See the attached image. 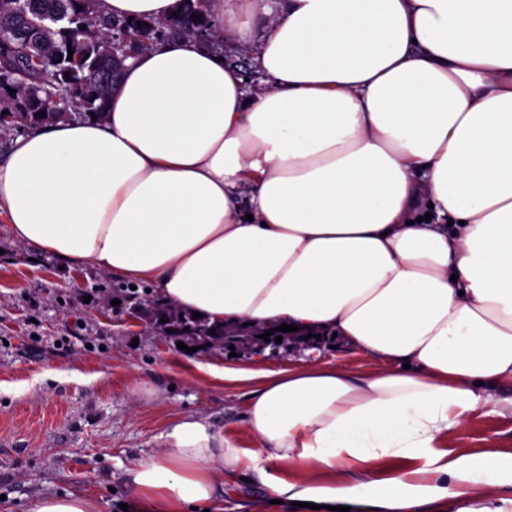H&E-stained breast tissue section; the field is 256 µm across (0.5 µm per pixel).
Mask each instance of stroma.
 <instances>
[{"label": "stroma", "mask_w": 512, "mask_h": 512, "mask_svg": "<svg viewBox=\"0 0 512 512\" xmlns=\"http://www.w3.org/2000/svg\"><path fill=\"white\" fill-rule=\"evenodd\" d=\"M118 283L36 258L0 222V512H29L37 497L71 493L120 512L127 468L156 453L176 418H207L252 447L244 416L256 381L216 382L198 363L276 372L307 361L185 352L110 305ZM453 446L477 459L512 457V417L476 414ZM272 498L257 478L239 475L224 512H302Z\"/></svg>", "instance_id": "1"}]
</instances>
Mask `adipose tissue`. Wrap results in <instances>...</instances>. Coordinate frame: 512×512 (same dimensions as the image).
Returning <instances> with one entry per match:
<instances>
[{"label": "adipose tissue", "mask_w": 512, "mask_h": 512, "mask_svg": "<svg viewBox=\"0 0 512 512\" xmlns=\"http://www.w3.org/2000/svg\"><path fill=\"white\" fill-rule=\"evenodd\" d=\"M208 14L214 38L256 46L270 89L247 94L218 48L157 42L104 118L13 141L0 221L210 322L335 333L381 366L263 375L250 448L180 419L130 468L128 512H223L225 481L266 480L269 462L286 503L501 512L512 463L450 438L512 387V0H209Z\"/></svg>", "instance_id": "1"}]
</instances>
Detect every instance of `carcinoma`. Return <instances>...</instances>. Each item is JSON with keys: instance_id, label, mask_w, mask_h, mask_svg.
<instances>
[{"instance_id": "cac0c4a2", "label": "carcinoma", "mask_w": 512, "mask_h": 512, "mask_svg": "<svg viewBox=\"0 0 512 512\" xmlns=\"http://www.w3.org/2000/svg\"><path fill=\"white\" fill-rule=\"evenodd\" d=\"M204 0H188L168 21L142 19L140 23L102 13L101 0H0V128L30 130L46 123L67 122L65 113L101 118L108 97L120 84L94 78L92 65H103L122 76L125 67L112 61L107 46L125 43L127 54H139L153 42L172 34L193 37L207 29ZM197 15L194 21L191 15ZM73 54H68V51ZM76 63H70V59ZM58 88L67 105L55 102L50 91ZM15 93H9V89ZM42 111L44 116H36ZM120 303L142 304L162 334L196 336L221 343L224 334H211L207 320L161 302L146 291L126 285L115 289Z\"/></svg>"}]
</instances>
